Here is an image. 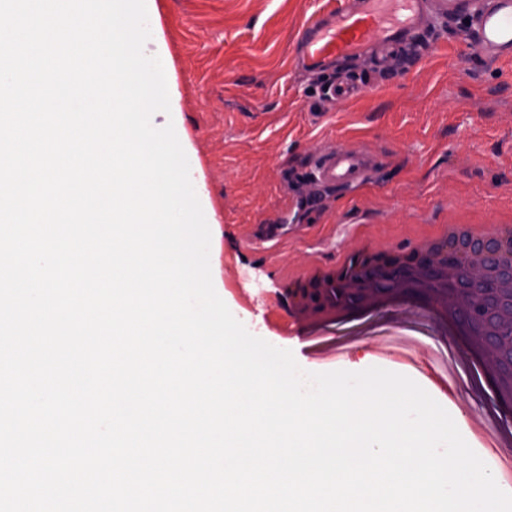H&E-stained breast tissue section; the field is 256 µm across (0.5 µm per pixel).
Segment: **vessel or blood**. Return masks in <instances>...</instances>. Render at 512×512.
<instances>
[{
    "mask_svg": "<svg viewBox=\"0 0 512 512\" xmlns=\"http://www.w3.org/2000/svg\"><path fill=\"white\" fill-rule=\"evenodd\" d=\"M460 20L481 56L512 61V0H340L328 16L308 22L298 61L319 70L355 57L386 64L401 54L423 56ZM370 163L367 152L339 147L316 156L310 178L322 187L359 184Z\"/></svg>",
    "mask_w": 512,
    "mask_h": 512,
    "instance_id": "obj_1",
    "label": "vessel or blood"
}]
</instances>
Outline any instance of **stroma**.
Masks as SVG:
<instances>
[{"instance_id": "35a3bbf8", "label": "stroma", "mask_w": 512, "mask_h": 512, "mask_svg": "<svg viewBox=\"0 0 512 512\" xmlns=\"http://www.w3.org/2000/svg\"><path fill=\"white\" fill-rule=\"evenodd\" d=\"M147 55L167 59L169 112L186 144L199 200L214 211L211 269L235 318L291 350L308 372L380 367L443 390L474 378L448 336L407 309L378 312L308 344L288 333L290 273L355 263L368 248L410 247L434 224L512 225V63L481 57L448 26L437 50L396 70L356 64L365 93L323 98L335 70L294 67L304 25L336 0H154ZM371 152L364 183L324 189L306 172L320 151ZM259 224H284L282 242L248 247ZM470 447L512 492V456L494 439L497 396L455 398Z\"/></svg>"}]
</instances>
